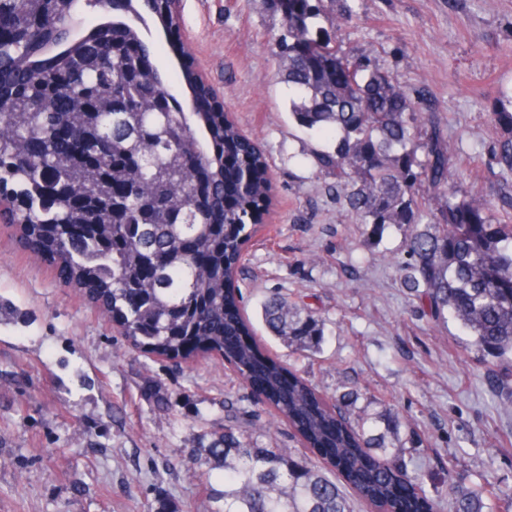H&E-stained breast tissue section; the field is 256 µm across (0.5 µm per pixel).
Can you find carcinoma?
<instances>
[{"label":"carcinoma","mask_w":512,"mask_h":512,"mask_svg":"<svg viewBox=\"0 0 512 512\" xmlns=\"http://www.w3.org/2000/svg\"><path fill=\"white\" fill-rule=\"evenodd\" d=\"M281 15L274 37L278 68L290 91L289 117L326 139L311 150L317 173L354 223L379 234L393 225L405 231V256L394 260L410 300L434 321L456 320L471 345L496 359L512 357V223L495 220L512 210V96L491 113L497 137L487 165L498 191L458 188L454 144L443 133L432 99L410 98L391 72L366 54L342 48L337 34L356 13L357 0H267ZM104 0H64L76 27L27 50L33 69L14 67L8 46L13 5L0 7V77L17 87L13 110L0 112V201H28L12 227L17 243L53 266L64 265L65 284L101 311L137 351L158 360L190 362L219 357L242 383L259 391L273 420L292 426L301 444L318 451L353 494L375 512H437L418 478L401 461L402 422L355 412L358 394L321 395L284 367L241 306V260L272 205L268 162L211 86L198 83L189 47L181 51L171 80L196 103L192 112L172 94L156 96L150 82L131 83L121 62L107 61L70 88L74 111L61 116L41 98L75 67L102 28L128 60L149 61L159 48L133 24L106 25L87 16ZM118 12L148 15L170 30L168 6L158 0H123ZM112 103L101 113L87 151H102L103 176L112 206L81 205V171L53 185L54 170L71 163L69 142L48 139L59 123L71 137L83 135L79 106ZM206 159L197 180L181 155ZM141 186L155 200L140 208L128 187ZM269 337L292 351L319 350L323 329L316 312L274 292L261 305ZM249 411L224 401V447L209 449L224 502L221 512H351L336 479L288 448L253 442ZM494 494L483 488L449 492L448 512H494Z\"/></svg>","instance_id":"obj_1"}]
</instances>
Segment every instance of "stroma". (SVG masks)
<instances>
[{"instance_id":"35a3bbf8","label":"stroma","mask_w":512,"mask_h":512,"mask_svg":"<svg viewBox=\"0 0 512 512\" xmlns=\"http://www.w3.org/2000/svg\"><path fill=\"white\" fill-rule=\"evenodd\" d=\"M344 46L370 55L409 92L432 95L459 145L466 189L496 186L483 142L500 92L512 93V0H357ZM180 36L244 134L266 150L274 186L265 226L244 253L242 304L256 315L277 290L324 321L321 350H272L327 395L355 388L358 408L403 422L408 469L429 497L451 486L495 489L512 512V380L455 320L433 321L402 288L393 258L404 233L371 236L346 217L288 119V87L263 0H181ZM0 512H218L208 450L224 432V398L263 412L220 358L162 362L25 253L0 223ZM171 395L175 403L158 406Z\"/></svg>"}]
</instances>
